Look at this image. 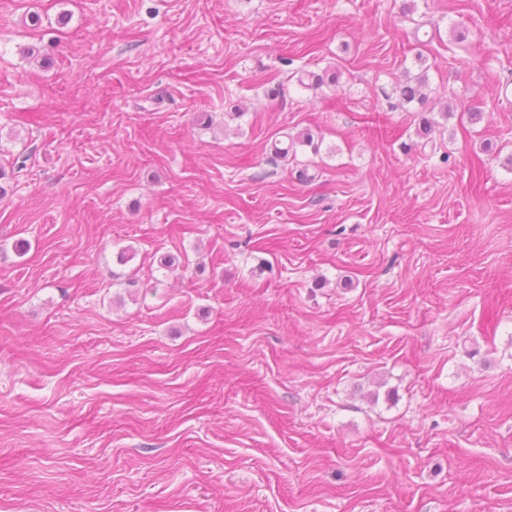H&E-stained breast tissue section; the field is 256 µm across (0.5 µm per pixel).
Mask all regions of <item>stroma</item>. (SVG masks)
<instances>
[{"instance_id":"35a3bbf8","label":"stroma","mask_w":512,"mask_h":512,"mask_svg":"<svg viewBox=\"0 0 512 512\" xmlns=\"http://www.w3.org/2000/svg\"><path fill=\"white\" fill-rule=\"evenodd\" d=\"M509 81L512 0H0V512H512ZM428 79L426 73H420L414 76H409L407 80L400 83L396 88L400 99L408 104L414 100H421L426 97L425 90L427 88Z\"/></svg>"}]
</instances>
